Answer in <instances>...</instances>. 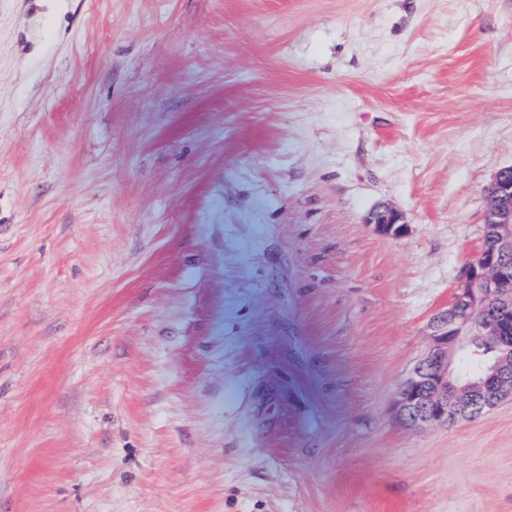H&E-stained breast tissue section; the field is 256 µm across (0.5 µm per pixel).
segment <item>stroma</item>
Here are the masks:
<instances>
[{"label": "stroma", "instance_id": "35a3bbf8", "mask_svg": "<svg viewBox=\"0 0 512 512\" xmlns=\"http://www.w3.org/2000/svg\"><path fill=\"white\" fill-rule=\"evenodd\" d=\"M511 165L512 0H0V512H512L395 409ZM368 223L379 224L386 232L399 235L404 229L401 215L391 207L379 208L372 214Z\"/></svg>", "mask_w": 512, "mask_h": 512}]
</instances>
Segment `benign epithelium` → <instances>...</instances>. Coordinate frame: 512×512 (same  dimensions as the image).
<instances>
[{"label":"benign epithelium","instance_id":"7a95c632","mask_svg":"<svg viewBox=\"0 0 512 512\" xmlns=\"http://www.w3.org/2000/svg\"><path fill=\"white\" fill-rule=\"evenodd\" d=\"M486 196V245L466 266L453 302L433 317L432 347L399 390L397 412L411 426L451 425L512 399V166L494 175ZM369 223L394 235L404 229L387 206ZM468 353L482 359L481 375L452 368L455 355Z\"/></svg>","mask_w":512,"mask_h":512}]
</instances>
